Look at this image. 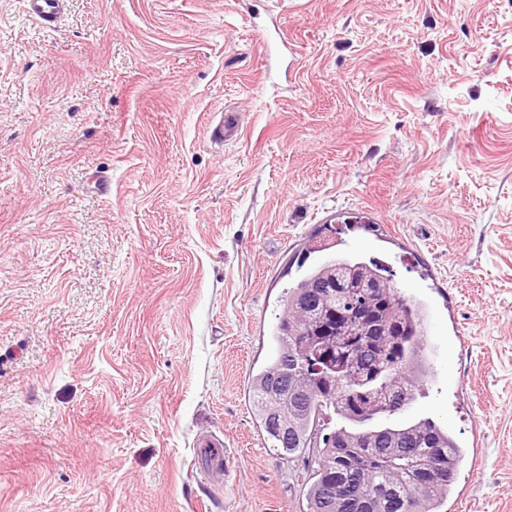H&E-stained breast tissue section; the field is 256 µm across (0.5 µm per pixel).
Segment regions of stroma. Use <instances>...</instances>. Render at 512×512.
<instances>
[{"label": "stroma", "mask_w": 512, "mask_h": 512, "mask_svg": "<svg viewBox=\"0 0 512 512\" xmlns=\"http://www.w3.org/2000/svg\"><path fill=\"white\" fill-rule=\"evenodd\" d=\"M342 256L441 272L469 349L390 421L463 448L447 512H512V0H0V512H306L246 392ZM68 0H24L29 16L43 26L53 27L66 10ZM343 219V220H342ZM336 220V224H379L383 218L373 209L368 207H360L358 209L337 210L336 215L322 221V223ZM200 445L203 448L202 462L205 473L213 478H219L224 462L222 443L212 437H204Z\"/></svg>", "instance_id": "1"}]
</instances>
